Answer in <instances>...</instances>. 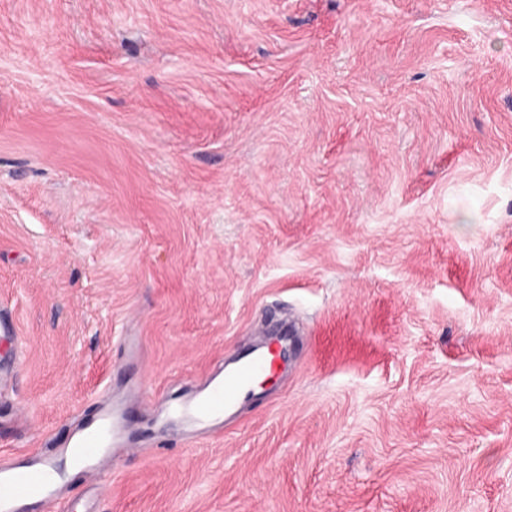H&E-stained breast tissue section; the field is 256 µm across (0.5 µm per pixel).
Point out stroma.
Returning <instances> with one entry per match:
<instances>
[{
	"label": "stroma",
	"instance_id": "1",
	"mask_svg": "<svg viewBox=\"0 0 512 512\" xmlns=\"http://www.w3.org/2000/svg\"><path fill=\"white\" fill-rule=\"evenodd\" d=\"M4 319L0 461L124 404L68 512H512V0H0ZM267 351L242 357L224 376L209 382L206 388L184 405L171 410V416L193 425H205L224 418L248 385L259 376L275 372L274 358Z\"/></svg>",
	"mask_w": 512,
	"mask_h": 512
}]
</instances>
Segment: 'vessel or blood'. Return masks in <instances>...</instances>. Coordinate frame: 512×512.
<instances>
[{
	"label": "vessel or blood",
	"mask_w": 512,
	"mask_h": 512,
	"mask_svg": "<svg viewBox=\"0 0 512 512\" xmlns=\"http://www.w3.org/2000/svg\"><path fill=\"white\" fill-rule=\"evenodd\" d=\"M274 370V359L269 352L247 354L222 378L210 381L198 395L173 408L171 415L193 425L222 419L254 379L272 374ZM119 433L118 414L108 409L95 423L78 428L58 455L23 465L0 464V512H16L18 502L35 494L41 495L43 501H52L54 486L62 475L64 464L100 470L110 442Z\"/></svg>",
	"instance_id": "b4317fda"
}]
</instances>
